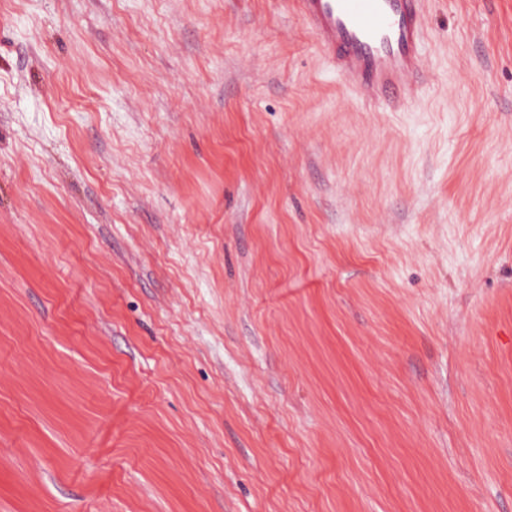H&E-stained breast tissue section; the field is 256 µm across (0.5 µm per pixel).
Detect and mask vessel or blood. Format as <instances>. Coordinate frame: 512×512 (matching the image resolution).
<instances>
[{"label": "vessel or blood", "instance_id": "obj_1", "mask_svg": "<svg viewBox=\"0 0 512 512\" xmlns=\"http://www.w3.org/2000/svg\"><path fill=\"white\" fill-rule=\"evenodd\" d=\"M295 7L365 99L396 107L418 94L421 0H295Z\"/></svg>", "mask_w": 512, "mask_h": 512}]
</instances>
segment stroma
Instances as JSON below:
<instances>
[{"label": "stroma", "instance_id": "stroma-1", "mask_svg": "<svg viewBox=\"0 0 512 512\" xmlns=\"http://www.w3.org/2000/svg\"><path fill=\"white\" fill-rule=\"evenodd\" d=\"M419 99L293 0H0V512H512V0Z\"/></svg>", "mask_w": 512, "mask_h": 512}]
</instances>
